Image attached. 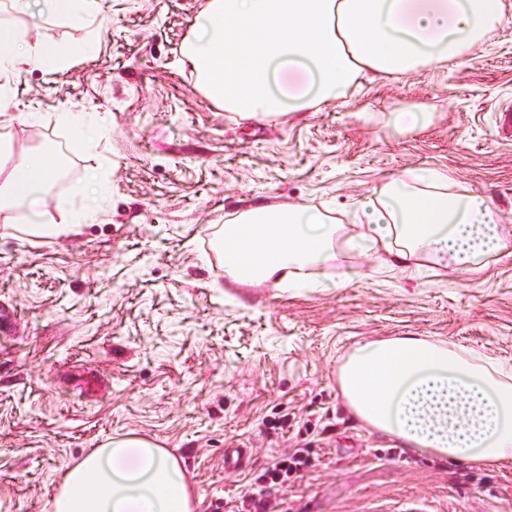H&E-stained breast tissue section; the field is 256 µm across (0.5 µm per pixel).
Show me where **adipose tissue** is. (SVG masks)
<instances>
[{"label": "adipose tissue", "mask_w": 512, "mask_h": 512, "mask_svg": "<svg viewBox=\"0 0 512 512\" xmlns=\"http://www.w3.org/2000/svg\"><path fill=\"white\" fill-rule=\"evenodd\" d=\"M512 0H209L185 55L205 94L244 118H275L344 95L357 77L444 61L479 41ZM28 29L0 28V71L58 61ZM50 164L0 166V211L41 207L30 187ZM439 170H411L356 213L353 249L414 272L451 263L478 271L512 248L491 202L454 193ZM341 224L310 207H257L224 224V272L238 282L314 284L335 260ZM341 393L369 432L453 461L512 462V377L453 344L398 336L357 344L338 370ZM186 470L135 435L112 438L63 474L49 512H193Z\"/></svg>", "instance_id": "obj_1"}]
</instances>
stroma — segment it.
Returning <instances> with one entry per match:
<instances>
[{
	"mask_svg": "<svg viewBox=\"0 0 512 512\" xmlns=\"http://www.w3.org/2000/svg\"><path fill=\"white\" fill-rule=\"evenodd\" d=\"M208 0H101L93 28L0 11L53 47L94 51L11 77L12 161L63 159L47 214L78 232L0 233V512H48L66 467L106 438L148 437L181 459L196 512L233 505L288 448L316 465L286 512H512V466L451 463L367 434L337 374L360 342L418 336L512 373V252L478 272L409 277L340 250L349 287L236 283L219 251L227 216L310 206L356 233L353 213L405 171L452 172L491 198L512 232V14L458 56L375 80L275 119H245L204 93L184 44ZM33 120L17 122L19 113ZM75 123L93 127L76 145ZM110 192L93 204L95 181ZM289 426L272 429L279 416ZM248 447L247 468L224 451ZM83 212L62 214L59 220H48L44 224H27L24 231L35 236L57 237L74 233L81 223Z\"/></svg>",
	"mask_w": 512,
	"mask_h": 512,
	"instance_id": "stroma-1",
	"label": "stroma"
}]
</instances>
